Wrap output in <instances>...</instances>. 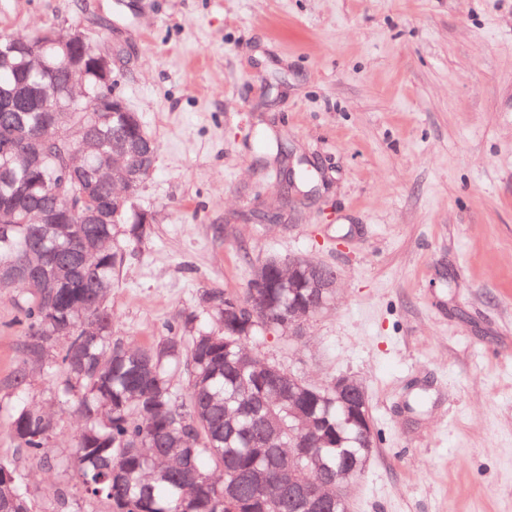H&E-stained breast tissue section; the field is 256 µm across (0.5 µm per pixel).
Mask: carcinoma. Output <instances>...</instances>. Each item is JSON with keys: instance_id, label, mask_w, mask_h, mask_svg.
<instances>
[{"instance_id": "carcinoma-1", "label": "carcinoma", "mask_w": 512, "mask_h": 512, "mask_svg": "<svg viewBox=\"0 0 512 512\" xmlns=\"http://www.w3.org/2000/svg\"><path fill=\"white\" fill-rule=\"evenodd\" d=\"M35 43L45 45L40 70L29 69L18 53ZM74 54L90 57L97 50L89 41L72 44L68 32L52 27L0 34V105L19 108L13 124L0 122V143H10V151H0V208L12 211L8 223L0 222V266L32 261L33 245L42 237L60 244L70 241L77 249L100 241L90 264L60 268L61 285L51 283L36 292L23 284L13 299L24 329L23 359L14 371L13 386L26 390L35 366L49 375L62 369L58 394L77 397L84 419L73 448L67 456L54 458L49 448L54 420L24 401L10 408L9 436L29 456L72 472L84 496L107 504L109 512H302L281 492L273 497L249 489V479L257 471L274 483L287 480L288 457H257L252 418L238 413L240 403L259 402L288 386L293 375L272 361L266 367L257 365L247 344L262 329L286 330L288 302L314 296L301 274L288 278L265 261L254 270L243 296L220 289L206 292V317L188 316V333L130 348L112 338V308L105 300L124 260L116 238L140 241L149 225L131 223L124 209L110 224H79L78 212L72 213L70 224L35 223L43 185L56 184L74 193L65 154L78 147L47 140L34 164L22 166L16 157L25 140L41 135L47 125L49 113L40 109V88L55 79ZM112 95V84L88 71L81 94L74 96L63 86L58 96L68 127L90 124L98 131L101 153L88 159L87 173L111 151L117 137L151 138L144 126L131 129L123 113L104 107ZM111 197L112 188L107 186L76 202L84 210ZM227 301L241 308L236 323L224 321ZM59 341L64 347L56 353ZM177 370L185 378L182 393L171 382V373ZM297 406L321 425L330 444L301 433L292 410L281 401H267L260 416L283 448L305 439L320 451L321 467L305 460L293 464L309 487L318 488L340 465L361 475L364 437L336 402L334 386L298 390ZM0 509L38 512L7 458H0Z\"/></svg>"}]
</instances>
